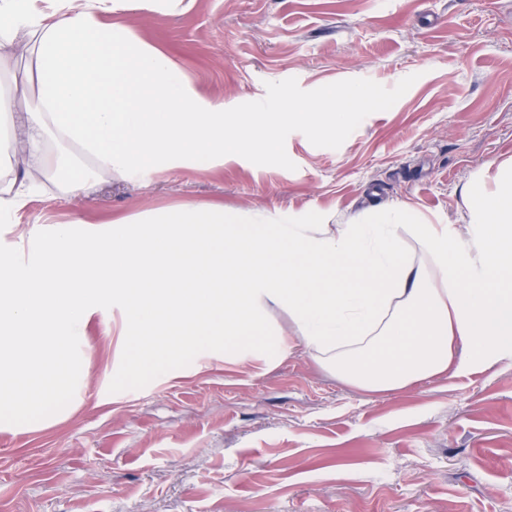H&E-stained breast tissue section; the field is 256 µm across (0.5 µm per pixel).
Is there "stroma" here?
<instances>
[{
  "mask_svg": "<svg viewBox=\"0 0 512 512\" xmlns=\"http://www.w3.org/2000/svg\"><path fill=\"white\" fill-rule=\"evenodd\" d=\"M119 21L232 120L332 83L373 99L342 133L325 115L283 124L272 150L134 181L73 149L84 192L39 179L0 223V263L61 225L85 239L112 216L184 202L331 225L406 204L414 223L461 228L467 189L493 191L512 162V0H184ZM35 60L25 45L0 59V95L17 107ZM125 314L119 296L97 304L71 384L0 420V512H512V360L369 392L284 349L283 309L246 361L228 337L136 354Z\"/></svg>",
  "mask_w": 512,
  "mask_h": 512,
  "instance_id": "1",
  "label": "stroma"
}]
</instances>
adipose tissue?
<instances>
[{
	"label": "adipose tissue",
	"instance_id": "obj_1",
	"mask_svg": "<svg viewBox=\"0 0 512 512\" xmlns=\"http://www.w3.org/2000/svg\"><path fill=\"white\" fill-rule=\"evenodd\" d=\"M130 0H0V56L19 33L35 42L38 90L23 109L0 97V118L20 131L24 174L56 175L79 147L123 178L192 156L267 150L279 122L333 116V132L367 95L326 89L278 119L224 134V106L200 97L164 51L138 40L115 15ZM477 230L458 249L447 228L411 224L429 263L403 258L398 220L340 224L264 222L223 205L184 203L149 225L109 221L86 244L60 231L38 256L0 265V415L51 402L70 382L68 347L92 307L110 294L129 310L130 348L158 353L184 338L240 337L253 355L260 315L287 309L294 346L344 383L390 392L512 358V166L496 188L466 197Z\"/></svg>",
	"mask_w": 512,
	"mask_h": 512
}]
</instances>
